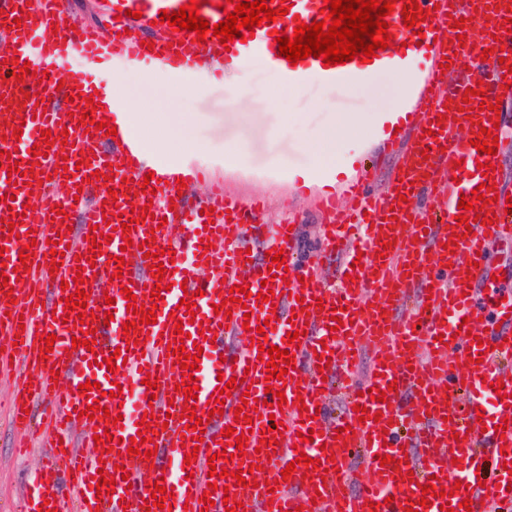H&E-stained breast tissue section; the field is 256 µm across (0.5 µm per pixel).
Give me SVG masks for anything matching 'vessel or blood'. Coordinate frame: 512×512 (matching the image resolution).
<instances>
[{
	"label": "vessel or blood",
	"instance_id": "1",
	"mask_svg": "<svg viewBox=\"0 0 512 512\" xmlns=\"http://www.w3.org/2000/svg\"><path fill=\"white\" fill-rule=\"evenodd\" d=\"M189 0H109L108 30L73 25L65 0H0V248L12 290L0 287V335L13 343L0 351V370L13 368L17 388L12 424L22 436L42 432L48 464L24 492V512L49 504L66 512L77 499L78 512H161L152 493L156 482L169 492L163 507L171 512H225L226 501L243 503L246 512H406L407 501L420 499L430 476H440L450 498H433L418 512H512V292L490 288L492 276L512 275V267L490 261L493 251L512 256V213L506 195L512 180L502 167L501 151L512 146V125L500 123L495 134L501 151L492 155L469 144L467 133L488 125L491 104L512 103V33L502 23L512 0H419L431 19L406 29L401 8L390 17L391 48L372 62L353 60L325 66L309 57L290 64L280 55L274 31L293 32L297 24L324 20L323 0H287V15L255 27L252 36L222 50L218 37L198 41L196 32L174 31L160 23L162 11H176ZM464 20L465 41H458L456 20ZM503 53H496V46ZM471 68L447 84L459 57ZM78 70H66L72 58ZM32 72L14 73L21 63ZM262 64L291 87L317 82L347 87L371 82L381 74L406 81L403 97L383 112L375 126L386 163L354 162L345 172L313 171L288 175L319 215L320 249L308 259L297 256L299 215L277 224L265 221L268 201L216 188L199 200L178 194V182L199 180L203 169L173 159L152 160L143 142L130 134L109 135L83 118L87 96L97 94L108 118L126 115L122 98L105 85L108 71L162 70L186 83H207ZM45 73L35 81L33 72ZM482 87L483 96H469ZM20 139H12L15 127ZM51 130L47 155H33L43 130ZM19 171H8L10 161ZM496 165L485 206L474 213L492 216L489 224L465 226L456 217L461 196L484 183L480 164ZM115 168L109 192H96L93 172ZM44 173L36 181L32 172ZM68 194L57 197L52 185ZM146 186L140 205L152 218L133 220L124 203L128 185ZM78 213L79 233L54 220L52 208ZM9 223H2V215ZM131 221V233L120 229ZM111 235L94 267L79 268L78 256L91 249L94 232ZM454 251H447L449 239ZM57 247H50V240ZM33 245L31 267L19 260L22 246ZM280 248L287 266L269 272V258L248 259L247 250ZM162 260L165 276L152 265ZM336 266V284L325 287L319 269ZM58 272H51V265ZM83 274L86 318L66 315L62 298L75 293L73 280ZM271 281L275 297L261 301L262 281ZM170 283L160 297L158 282ZM248 286L244 303L230 313L213 307L230 287ZM131 289L138 306L155 307L157 322L138 325L130 346L123 324L132 320L122 295ZM114 305H106V297ZM193 309L181 308V301ZM344 323L333 331V309ZM267 326L264 347L288 350L295 367L283 379L267 376V364L251 345V331ZM468 334H460L459 326ZM295 340H288L292 329ZM95 332L92 346H73L81 330ZM211 331V339L191 337ZM188 340H180V333ZM55 335L52 353L42 338ZM262 346V347H263ZM199 353L198 409L201 425L183 417L184 392L179 356L168 348ZM124 357H115V349ZM112 368H104V358ZM328 367H321V360ZM367 371H360V363ZM235 381L223 412L211 414L213 394L225 389L218 374ZM158 379L148 389L146 376ZM97 390L82 393L86 381ZM502 384L495 393L494 384ZM122 387L109 398L112 386ZM385 392V401L373 393ZM285 401H278V394ZM260 401L242 405L243 395ZM102 409L94 418L82 412L91 401ZM306 412H299V405ZM366 406L365 416L354 405ZM243 407L251 424L236 422ZM153 415L148 434L156 456L132 455L128 448L140 431L143 415ZM118 419L114 439L95 445L91 454L78 448L75 433L88 425L104 434L107 416ZM278 430H271L272 420ZM235 427L247 435L243 456L235 438L222 431ZM309 432L304 443L299 433ZM227 459H220V452ZM197 460L185 463L186 454ZM216 464H209L210 455ZM318 460L307 469L299 455ZM389 455L383 465L380 455ZM458 460L455 476L443 466ZM296 469L289 478L281 472ZM263 465L258 486H241L233 474ZM219 474H211V467ZM115 478L114 490L97 494V472ZM216 482L208 490V482ZM469 508H462V501Z\"/></svg>",
	"mask_w": 512,
	"mask_h": 512
}]
</instances>
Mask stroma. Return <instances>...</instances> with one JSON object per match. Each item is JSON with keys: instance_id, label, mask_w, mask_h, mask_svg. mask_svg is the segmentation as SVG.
Instances as JSON below:
<instances>
[{"instance_id": "obj_1", "label": "stroma", "mask_w": 512, "mask_h": 512, "mask_svg": "<svg viewBox=\"0 0 512 512\" xmlns=\"http://www.w3.org/2000/svg\"><path fill=\"white\" fill-rule=\"evenodd\" d=\"M240 78L249 87V99L232 109L225 104L224 84L184 92L175 89L168 75L141 70L112 73L107 81L118 86L121 97L141 117L144 136L154 142L155 157L209 163L225 189L270 196L269 223L287 218L292 210L303 214L299 255L308 258L319 246L318 218L292 185L272 180V173L322 169L320 157L330 151L322 133L332 120L344 116L361 119L345 153L367 156L379 110L400 94L398 81L383 77L356 90L318 84L295 89L257 66L243 70ZM233 147L240 156L228 172L224 160ZM12 388L9 371L0 372V512H17L24 484L44 457L38 446L27 457L14 454L8 420Z\"/></svg>"}]
</instances>
